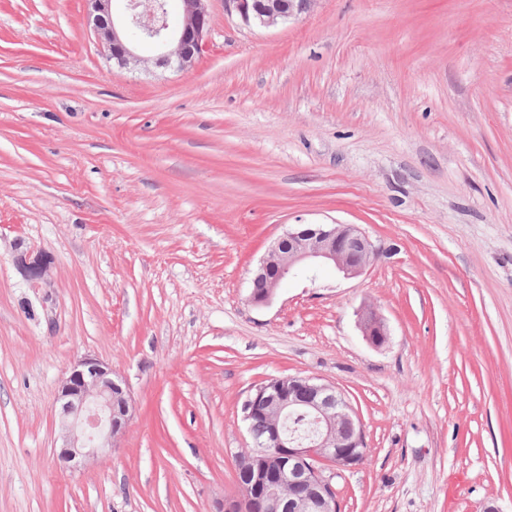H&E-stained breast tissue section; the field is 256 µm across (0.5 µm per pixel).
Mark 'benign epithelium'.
Listing matches in <instances>:
<instances>
[{"label": "benign epithelium", "instance_id": "obj_1", "mask_svg": "<svg viewBox=\"0 0 512 512\" xmlns=\"http://www.w3.org/2000/svg\"><path fill=\"white\" fill-rule=\"evenodd\" d=\"M93 30L101 40L107 59L125 66L141 62L136 45L126 41L132 27L142 33L140 44L148 46L157 61L177 71L194 66L204 53L210 31L208 0H179L181 23L171 28L163 5L129 0L127 16L114 17V0H85ZM316 0H224L248 28H270L286 24L309 12ZM379 249L354 224H293L271 245L257 268L254 280L263 283L259 295H252L257 306L268 304L281 282L300 265H332L346 279L364 273ZM16 264L34 288L47 285L50 259L17 256ZM363 336L373 346L383 345L388 336L385 322L372 308L359 313ZM126 387L112 378V366L98 358L84 356L73 363L59 391L60 418L64 445L60 457L65 462L91 461L112 453L114 443L124 432L131 416ZM274 408L277 414L266 418L268 441L272 448L259 450L251 459L246 480L240 488L259 493L265 502L281 512H338L336 492L319 463L351 467L365 457L364 431L360 419L343 394L332 384L309 376L288 379L287 384L257 385L246 399L244 420L257 414V407ZM307 411L318 425L312 438L284 435L289 414ZM342 422L349 435L336 437L334 428Z\"/></svg>", "mask_w": 512, "mask_h": 512}]
</instances>
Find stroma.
I'll return each instance as SVG.
<instances>
[{"label":"stroma","instance_id":"stroma-1","mask_svg":"<svg viewBox=\"0 0 512 512\" xmlns=\"http://www.w3.org/2000/svg\"><path fill=\"white\" fill-rule=\"evenodd\" d=\"M208 9L195 66L152 75L106 59L84 0H0V512H224L241 405L283 375L361 420L341 512H512V0ZM334 223L379 248L364 274L250 302L288 225ZM87 354L134 411L74 471L55 408ZM317 0H225L227 10L234 12L248 28H270L286 24L308 13ZM16 264L33 288H44L47 285V276L51 264L50 259L41 255L31 260L28 253H22L17 256ZM359 326L371 345L379 347L385 343L388 336L386 324L373 308L367 307L360 311Z\"/></svg>","mask_w":512,"mask_h":512}]
</instances>
